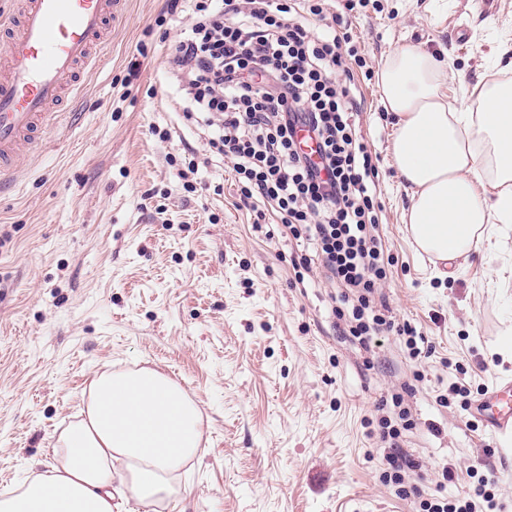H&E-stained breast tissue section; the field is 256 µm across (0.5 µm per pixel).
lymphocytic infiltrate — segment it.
Returning <instances> with one entry per match:
<instances>
[{
    "mask_svg": "<svg viewBox=\"0 0 512 512\" xmlns=\"http://www.w3.org/2000/svg\"><path fill=\"white\" fill-rule=\"evenodd\" d=\"M321 21L313 33L294 8ZM197 20L168 57L187 121L204 127L214 158L229 160L243 199L262 203L294 239L311 245L342 292L348 332L360 344L397 330L411 356L422 336L394 326L376 285L386 278L376 229L373 153L356 126L357 88L342 83L347 19L321 0H196ZM422 512H501L487 480L447 499L425 492Z\"/></svg>",
    "mask_w": 512,
    "mask_h": 512,
    "instance_id": "1",
    "label": "lymphocytic infiltrate"
}]
</instances>
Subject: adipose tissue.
Returning <instances> with one entry per match:
<instances>
[{
  "label": "adipose tissue",
  "instance_id": "adipose-tissue-1",
  "mask_svg": "<svg viewBox=\"0 0 512 512\" xmlns=\"http://www.w3.org/2000/svg\"><path fill=\"white\" fill-rule=\"evenodd\" d=\"M447 78V60L411 42L377 74L381 102L397 118L392 155L410 192V233L451 263L490 243L495 224L512 223V81L448 102ZM86 414L59 436L51 471L0 494V512H116V483L159 504L204 434L197 403L152 368L98 376Z\"/></svg>",
  "mask_w": 512,
  "mask_h": 512
}]
</instances>
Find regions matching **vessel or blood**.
I'll return each mask as SVG.
<instances>
[{
  "label": "vessel or blood",
  "mask_w": 512,
  "mask_h": 512,
  "mask_svg": "<svg viewBox=\"0 0 512 512\" xmlns=\"http://www.w3.org/2000/svg\"><path fill=\"white\" fill-rule=\"evenodd\" d=\"M121 0H14L0 18L7 40L0 50V174L12 172L22 146L54 130L62 103L80 88L78 70L102 54L109 20ZM501 437L512 436V382H501L474 407Z\"/></svg>",
  "instance_id": "b4317fda"
}]
</instances>
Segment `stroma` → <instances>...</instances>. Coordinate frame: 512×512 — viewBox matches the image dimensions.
I'll list each match as a JSON object with an SVG mask.
<instances>
[{
    "mask_svg": "<svg viewBox=\"0 0 512 512\" xmlns=\"http://www.w3.org/2000/svg\"><path fill=\"white\" fill-rule=\"evenodd\" d=\"M351 22L359 127L377 164L379 282L393 321L431 351L413 359L386 332L370 349L343 336L321 270L295 285L301 241L259 220L230 162H208L183 117L166 53L196 21L168 0H123L112 41L59 128L23 149L0 181V492L55 462L107 371L159 369L193 397L205 439L170 498L124 512H417L381 483L380 403L399 394L413 424L399 441L422 464L410 481L455 495L492 479L512 504V442L465 407L512 380V223L452 277L411 238L409 193L393 165L394 119L372 75L404 41L447 57L448 92L512 80V0H326ZM196 173L181 177L188 160ZM451 481H444L443 468Z\"/></svg>",
    "mask_w": 512,
    "mask_h": 512,
    "instance_id": "35a3bbf8",
    "label": "stroma"
}]
</instances>
